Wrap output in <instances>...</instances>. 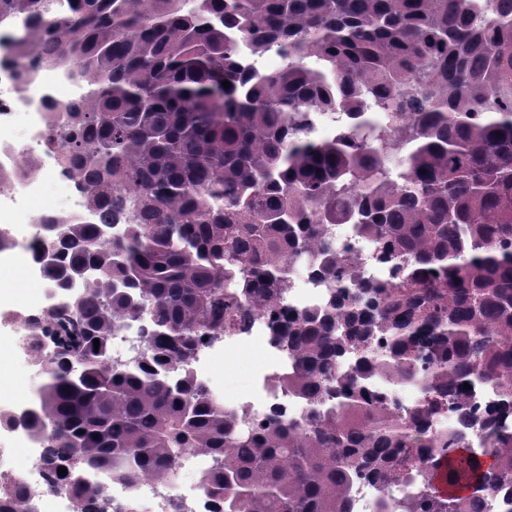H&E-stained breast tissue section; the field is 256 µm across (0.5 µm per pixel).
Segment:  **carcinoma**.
I'll return each instance as SVG.
<instances>
[{
  "instance_id": "1",
  "label": "carcinoma",
  "mask_w": 512,
  "mask_h": 512,
  "mask_svg": "<svg viewBox=\"0 0 512 512\" xmlns=\"http://www.w3.org/2000/svg\"><path fill=\"white\" fill-rule=\"evenodd\" d=\"M68 2L35 40L93 90L57 108L48 143L91 202L112 193L103 223L43 224L29 243L57 302L13 321L46 380L31 407L0 412L43 448L50 488L77 492L75 512H113L90 473L170 480L194 450L223 512H352L364 479L383 491L375 512H484L512 486V0ZM41 5L0 0V18ZM242 40L287 51L258 73ZM335 224L372 242L387 281L336 289ZM299 265L326 300L285 316ZM250 311L293 355L273 387L304 401L300 422L251 425L189 370ZM141 320L137 356L112 358ZM422 367L424 400L399 420L372 380ZM475 379L497 385L491 418L460 393ZM444 402L478 445L425 435ZM442 471L468 493H437ZM0 512H34L21 478H0Z\"/></svg>"
}]
</instances>
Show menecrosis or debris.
Instances as JSON below:
<instances>
[{
    "label": "necrosis or debris",
    "mask_w": 512,
    "mask_h": 512,
    "mask_svg": "<svg viewBox=\"0 0 512 512\" xmlns=\"http://www.w3.org/2000/svg\"><path fill=\"white\" fill-rule=\"evenodd\" d=\"M89 90L81 69L70 63L48 66L39 62L24 69L0 65V212H10L16 223L48 224L59 219L98 223V211L89 206L86 194L66 175L68 158L46 147V139L59 121L57 113L50 109L51 104L80 103ZM19 125L25 128L21 138L14 133ZM48 195L53 198L52 204L31 208V201ZM333 234L337 245L349 248L359 281L372 283L386 277L385 268L373 258L372 244L355 236L351 225H335ZM325 293V288L310 274L297 273L280 298L281 309L287 313L301 312L321 304ZM255 342L265 344L269 370L258 374L249 395L223 398L218 369L225 356L249 355ZM289 365L286 348L271 344L265 318L253 315L243 331L202 347L191 369L214 398L223 399L225 410L259 420L275 410L288 418L302 414V402L293 392L271 385L273 375L287 371ZM209 465V457L186 453L178 469L191 474L193 481L180 494L171 483L149 477L132 487L118 481L107 482L99 476L92 477L90 484L103 487L114 512H213L215 503L205 495L198 480Z\"/></svg>",
    "instance_id": "obj_1"
}]
</instances>
